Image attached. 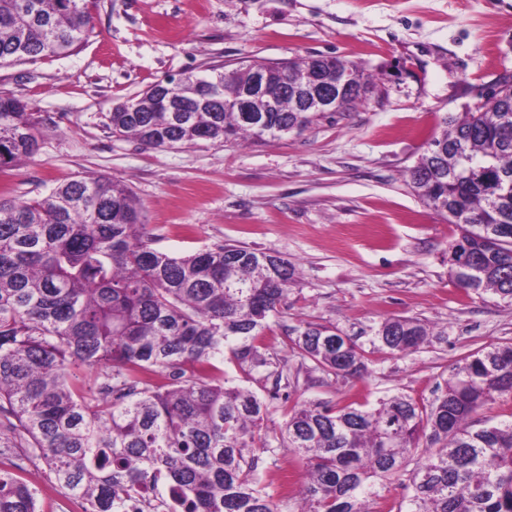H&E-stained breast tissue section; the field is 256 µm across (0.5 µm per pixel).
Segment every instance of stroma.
<instances>
[{"label":"stroma","mask_w":512,"mask_h":512,"mask_svg":"<svg viewBox=\"0 0 512 512\" xmlns=\"http://www.w3.org/2000/svg\"><path fill=\"white\" fill-rule=\"evenodd\" d=\"M94 30L75 52L0 67V93L23 96L43 135L36 153L0 169V196L26 200L91 174L128 185L157 249L192 254L237 243L294 263L299 281L271 325L288 369L280 396L373 406L397 391L432 400L468 351L512 341V307L465 295L448 279L456 225L405 180L442 118L512 80V0H96ZM318 54L372 74L365 103L325 112L280 138L155 149L113 137V107L167 75ZM390 315L437 325L447 341L377 361L371 374L323 381L285 329L331 323L355 336ZM0 469L27 484L54 478L12 449ZM293 453L260 458L278 493L302 484Z\"/></svg>","instance_id":"obj_1"}]
</instances>
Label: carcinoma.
<instances>
[{
	"instance_id": "1",
	"label": "carcinoma",
	"mask_w": 512,
	"mask_h": 512,
	"mask_svg": "<svg viewBox=\"0 0 512 512\" xmlns=\"http://www.w3.org/2000/svg\"><path fill=\"white\" fill-rule=\"evenodd\" d=\"M93 31L88 0H0V66L75 51ZM260 67L284 88L274 112L224 110V82ZM351 79L343 82L342 72ZM369 76L338 57L254 61L167 76L116 107L108 128L154 148L308 128L318 111L297 91L345 112ZM406 171L417 197L462 229L448 275L466 294L512 305V83L443 119ZM28 104L0 94V168L35 152ZM296 269L278 256L226 243L174 256L153 247L132 190L106 176L71 179L25 201L0 197V448H30L67 493L94 512L139 484H163L168 512H278L259 455H298L307 467L301 512H512V420L475 429L471 414L512 394V342L456 361L425 404L398 392L367 408L283 402L279 431L261 433L270 404L224 377V356L280 387L284 366L262 333L288 298ZM291 349L334 380L362 379L379 356L446 340L412 317L389 316L358 336L333 324L289 329ZM110 371L79 386L71 370ZM426 446L420 447V439ZM412 492L387 508L395 477ZM0 512H37L31 488L0 469Z\"/></svg>"
}]
</instances>
